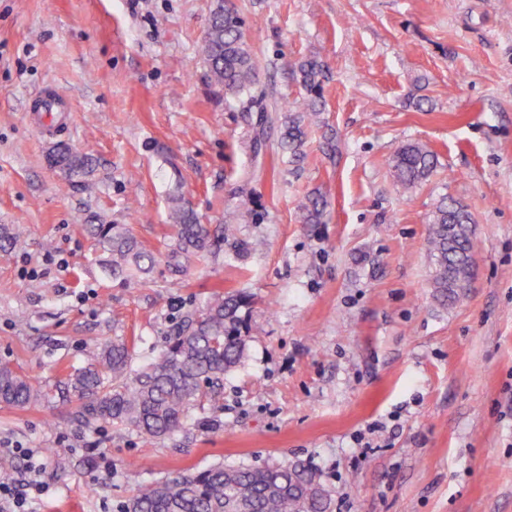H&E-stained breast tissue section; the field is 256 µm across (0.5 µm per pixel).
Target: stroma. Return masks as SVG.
I'll return each mask as SVG.
<instances>
[{
  "mask_svg": "<svg viewBox=\"0 0 512 512\" xmlns=\"http://www.w3.org/2000/svg\"><path fill=\"white\" fill-rule=\"evenodd\" d=\"M231 2L267 105L300 95L298 59L324 66L302 158L273 126L251 146L258 112L205 80L212 0H0V364L51 391L117 337L149 362L214 291L253 298L243 361L185 428L146 442L55 398L0 404V469L45 451L27 512H116L180 472L282 461L316 470L333 512H512V0ZM51 87L69 112L46 131L31 108ZM59 143L92 158L95 193L49 165ZM407 143L439 164L403 194ZM315 191L323 221L300 223ZM244 193L247 253L172 258V195L215 230ZM444 196L475 219V277L448 307L427 258ZM85 217L126 227L150 271L112 277Z\"/></svg>",
  "mask_w": 512,
  "mask_h": 512,
  "instance_id": "1",
  "label": "stroma"
}]
</instances>
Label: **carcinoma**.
I'll return each mask as SVG.
<instances>
[{"mask_svg":"<svg viewBox=\"0 0 512 512\" xmlns=\"http://www.w3.org/2000/svg\"><path fill=\"white\" fill-rule=\"evenodd\" d=\"M209 82L224 92V101L263 107L265 92L257 83V59L242 30V20L226 0H213L208 34L200 49ZM304 94L279 118L280 146L295 157L303 155L306 120L321 112L323 67L314 57L295 63ZM57 163L70 177L86 178L92 160L63 147ZM397 185L405 192L428 180L437 168L436 155L418 143L401 146L391 159ZM224 213L217 241L236 239L241 210ZM172 254L189 259L209 251L210 230L197 215L171 198ZM326 200L313 193L301 203L304 224L322 223ZM427 256L436 299L443 306L459 301L473 276L471 213L461 203L441 198L430 218ZM85 229L108 254L112 276H132L150 270L154 258L118 224H87ZM249 305L243 292L211 294L201 306L186 311L165 348L145 366L135 369L123 340L101 349L94 361L68 374L56 386L58 398L74 405L73 420L92 427L108 423L145 441L162 438L182 427L191 409L218 397L224 375L239 365L247 349L241 333L242 310ZM47 392L27 376L0 364V403L25 408L42 401ZM332 499L319 474L300 462L263 467L213 465L169 480L142 486L118 512H331Z\"/></svg>","mask_w":512,"mask_h":512,"instance_id":"obj_1","label":"carcinoma"}]
</instances>
